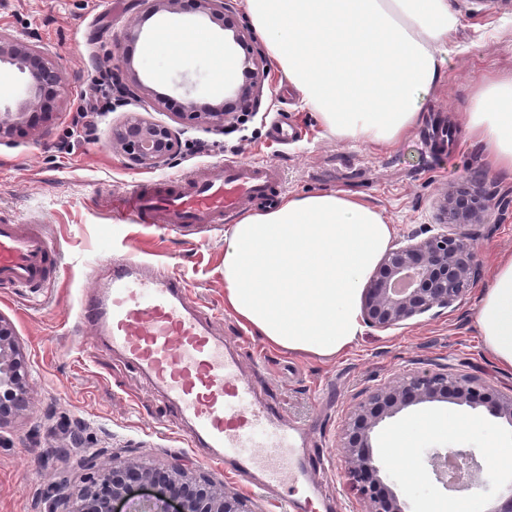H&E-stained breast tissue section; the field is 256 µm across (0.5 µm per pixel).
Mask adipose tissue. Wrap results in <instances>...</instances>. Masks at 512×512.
<instances>
[{
  "mask_svg": "<svg viewBox=\"0 0 512 512\" xmlns=\"http://www.w3.org/2000/svg\"><path fill=\"white\" fill-rule=\"evenodd\" d=\"M300 103L338 139L391 147L424 120L459 31L453 0H245ZM461 124L486 168L512 174V76L483 77ZM394 227L375 206L313 191L245 214L225 238L224 305L271 347L337 357L363 336L362 286ZM495 362L512 368V253L476 305Z\"/></svg>",
  "mask_w": 512,
  "mask_h": 512,
  "instance_id": "ef3b65f1",
  "label": "adipose tissue"
}]
</instances>
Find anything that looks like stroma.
Wrapping results in <instances>:
<instances>
[{"mask_svg": "<svg viewBox=\"0 0 512 512\" xmlns=\"http://www.w3.org/2000/svg\"><path fill=\"white\" fill-rule=\"evenodd\" d=\"M455 7L462 26L444 56L443 78L428 95L423 123L399 144L336 140L289 91L287 77L272 67L263 77L251 135L186 123L175 161L153 169L132 165L113 146V127L132 116L172 123L170 107L160 104L164 98L172 104L187 98L200 106L223 103L225 91L243 80L240 68L224 71L212 52L213 43L223 41V31L188 15L143 19L140 0H108L103 6L96 0H0V29L43 47L63 77L61 103L51 119L0 142V213L43 217L63 252L58 286L42 302L0 288V315L12 322L32 369L28 410L0 424V512H42L44 476L50 472L74 485H90L93 471L85 463L90 448L109 463H186L195 476L245 498L250 512H280L274 494L203 463V449L190 447L173 409L148 377L113 353L88 323H76L79 301L97 292L113 252L128 246L183 275L193 297L216 313V330L241 346L244 375L284 420L306 429L304 454L316 468L325 512L361 510L349 492L340 438L351 409L369 391L405 374L429 371L478 378L498 392L512 393V369L489 355L475 317L495 259L512 251V175L489 173L458 121L481 77L512 74V0H455ZM135 28L140 36L127 40ZM161 28L168 34L159 44L155 36ZM183 28L197 35L193 51L177 63L164 62L165 44L179 39ZM156 56L160 64L147 70L153 96H130L111 111L88 113L83 134H76L79 100L101 72L128 65L138 71ZM283 110L301 130L299 139L285 147L269 134L272 118ZM441 125L451 129L444 156L433 145ZM202 141L213 147L206 159L195 153ZM250 158L283 169L285 195L340 190L372 203L393 224L398 242L440 223V205L452 186L466 179L484 183L494 197L489 222L476 240L482 277L457 310L388 331L366 329L339 357L270 348L224 308V238L230 225L183 240L158 225L117 217L109 204L138 182L181 175L208 160ZM427 414L476 421L483 429L458 437L426 434L420 447L465 448L485 462L495 458L497 448L512 449L511 425L487 411L450 402L412 406L385 420L376 430L375 450L392 472L390 487L417 484L414 512H423L430 500L462 502L458 493L435 483L428 464L387 449L390 431ZM76 425L82 435L78 448L70 445Z\"/></svg>", "mask_w": 512, "mask_h": 512, "instance_id": "obj_1", "label": "stroma"}]
</instances>
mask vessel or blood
Returning <instances> with one entry per match:
<instances>
[{
	"label": "vessel or blood",
	"mask_w": 512,
	"mask_h": 512,
	"mask_svg": "<svg viewBox=\"0 0 512 512\" xmlns=\"http://www.w3.org/2000/svg\"><path fill=\"white\" fill-rule=\"evenodd\" d=\"M284 187L273 162L224 161L131 186L118 195L116 211L191 239L201 226L231 223ZM61 265L41 218L0 216V287H55ZM93 313L113 351L147 375L173 406L191 447L206 449L208 462L260 489H287L290 512H317L315 480L300 453L303 428L283 422L259 397L236 350L214 331L213 311L193 300L176 269L142 257L113 258Z\"/></svg>",
	"instance_id": "vessel-or-blood-1"
}]
</instances>
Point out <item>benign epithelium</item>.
<instances>
[{
    "label": "benign epithelium",
    "instance_id": "obj_1",
    "mask_svg": "<svg viewBox=\"0 0 512 512\" xmlns=\"http://www.w3.org/2000/svg\"><path fill=\"white\" fill-rule=\"evenodd\" d=\"M144 17H173L189 10L209 24L231 32V42L246 50L242 66L252 76L231 92L228 106L208 112L187 99L177 120L207 122L224 128L236 112H252L259 105L264 60L247 46L244 32L228 22L229 0H142ZM15 68L27 77V90L15 101L0 106V140L23 122L47 120L60 101L62 75L58 65L35 44L0 32V69ZM118 84L136 94L151 93L135 73L117 75ZM113 141L135 166L159 168L176 154L178 129L130 118L112 134ZM490 191L463 181L448 191L442 206L443 223L454 232L414 234L391 247L365 284L361 311L364 323L378 331L405 325L426 315L437 316L456 308L481 273L475 245L476 228L488 223ZM414 276L412 286L396 295L393 284L401 275ZM30 365L19 345L13 324L0 315V423L25 411L30 399ZM451 401L473 410L485 408L494 417L512 420V394L495 393L474 379L446 374H409L369 392L350 412L343 435L342 453L349 487L365 512H405L401 496L383 485L373 451L375 430L387 417L417 404ZM99 452L86 458L94 469V485L74 487L56 480L45 492V512H157L167 502L175 512H249L237 494L221 491L189 476L187 467L174 462L165 467L130 462L123 466L98 463Z\"/></svg>",
    "mask_w": 512,
    "mask_h": 512
}]
</instances>
